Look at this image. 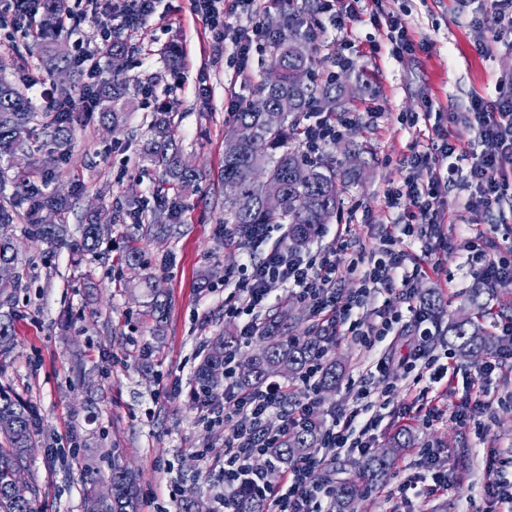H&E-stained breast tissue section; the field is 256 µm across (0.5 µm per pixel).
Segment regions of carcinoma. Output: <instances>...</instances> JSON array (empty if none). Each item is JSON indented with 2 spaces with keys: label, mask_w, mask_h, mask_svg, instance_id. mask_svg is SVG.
I'll list each match as a JSON object with an SVG mask.
<instances>
[{
  "label": "carcinoma",
  "mask_w": 512,
  "mask_h": 512,
  "mask_svg": "<svg viewBox=\"0 0 512 512\" xmlns=\"http://www.w3.org/2000/svg\"><path fill=\"white\" fill-rule=\"evenodd\" d=\"M42 18L37 36L46 40L43 45L48 70H71L72 60L54 47L56 33L62 29L58 18L64 14L65 0H42ZM308 35L299 31L296 23L288 24V33L274 43L271 67L279 70L277 84L269 85L261 78L252 88L251 98L244 101L239 111L233 113L232 122L237 126H248L253 130L249 142L224 151V180L237 183L238 192L224 199V223L236 224L244 229L251 224H286L289 248L293 251L304 248L336 215L340 207V189L337 184L336 161L319 158L306 159L302 153L287 146L288 140L300 138V117L307 112H336L343 94V82L335 77L325 85L311 82L300 83L295 73L301 68H310L312 56ZM127 79L120 71H111L98 78L93 88V103L102 124L114 128L124 123L130 102L125 100ZM260 101L263 108L277 109L288 101V111L283 118L291 119L287 125L269 127L262 108L255 107ZM44 130L49 137L50 153L65 159L71 148L73 115L52 112L45 108ZM34 120L31 101L13 84L0 81V162L10 161L18 153L31 150L24 137ZM150 138L145 146V157L150 164L162 171L163 179L155 189L159 205L167 208L166 223L151 224L147 231L165 234L172 224L181 223L182 210L177 198L169 195L171 186L187 191L197 185L200 174L183 166L177 147L173 144L171 117L160 110L153 113L150 123ZM305 166L310 170L306 182L293 178L294 168ZM52 180L49 169L34 160L13 177L15 193L12 201L0 203V265L14 266L15 246L5 230L13 223L16 208L23 207L30 222V233L36 240L53 248L66 247L81 255L98 248L102 235L112 216L106 220L96 217L81 227V237L68 239L64 224H50L46 215H63L70 208L67 198L47 191ZM277 191L283 199L282 209L271 211L264 206V195ZM484 313L467 316L448 324V344L460 358L470 360L486 353L495 344L481 319ZM288 316L276 311L269 315L261 339L260 351L238 363V384L244 388L263 385L276 373L296 377L307 365L324 351V345L333 343L330 336H322L316 330H308L300 336L289 335ZM15 344L14 319L11 311L0 313V354L13 349ZM237 337L222 335L209 345L208 351L194 372L196 388L211 394L218 393L219 386L212 383L211 370L224 365L225 360L236 355ZM343 375V366L334 361L324 363L320 389L334 387ZM36 426L34 415L28 405L0 390V434L6 444H0V512H36L35 499H16L12 494L14 484L28 482L29 460L27 450L32 445V432ZM319 441V424L311 420L282 441L277 448L266 449V463L270 471L288 468L293 459L310 452ZM388 452L373 455L348 471V476L337 482L335 512H351L352 499L358 497L356 485L364 473L372 477L384 473L392 464ZM112 500L95 505L93 496H88L89 512H137L136 475L118 461L112 462ZM221 507L228 512H267V502L239 490L222 500Z\"/></svg>",
  "instance_id": "carcinoma-1"
}]
</instances>
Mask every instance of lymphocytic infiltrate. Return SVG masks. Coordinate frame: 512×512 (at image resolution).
<instances>
[{
	"mask_svg": "<svg viewBox=\"0 0 512 512\" xmlns=\"http://www.w3.org/2000/svg\"><path fill=\"white\" fill-rule=\"evenodd\" d=\"M192 5L207 25L223 26L225 38L233 45L238 69L247 68L253 48L276 39L274 31L258 24L248 30L232 26L224 15V0H192ZM470 22L491 34L489 44L481 48L482 53L491 54L498 45L512 50V0H490L489 7L471 17ZM405 123L412 133L407 174L401 185L385 196L386 208L394 218L381 227V248L358 253L344 266L337 263L335 253L330 251L310 255L274 248L259 259L246 256L231 274L236 286L224 299V314L243 318L241 341L250 343L259 331L254 313L266 307L271 283L287 284L308 305L327 335L350 336L357 341L364 357L371 359L379 377L387 381L380 392L386 402L399 388L390 377L389 360L375 357L374 351L382 338L400 335L405 324H414L422 342L410 347L404 356L405 397L396 412L397 421L427 425L449 415L460 424L478 428L491 407L484 398V380L512 360V348L492 351L473 367L470 376L475 396L469 411H447L441 385L454 379L456 369L452 363L441 362L425 345L432 335V320L413 286L420 269L408 267L406 260L412 247L420 246L433 274H443L438 255L448 248L443 230L448 220L444 195L454 182H461L465 192L458 203L459 210L477 213L494 207H512V95L492 100L476 94L466 112L435 113L427 109L407 117ZM353 125L350 117L316 113L314 122L301 128L304 154L320 156ZM475 140L481 145L477 153L471 150ZM465 157L470 164L462 174L456 162ZM418 170L425 171V179L415 178ZM404 196L411 199L413 209L402 215L398 209ZM501 230L508 243L504 249L498 248L482 230L467 228L464 237L468 263L478 266L485 282L497 286L512 284V225H502ZM349 276L356 277L359 286L347 300H339L336 287ZM371 301L379 305L375 318L359 317L358 309ZM322 366V359H315L298 378V385L306 393L301 400H289V385L278 381L252 390L239 388L235 362L231 359L224 365L226 386L221 397L197 393L208 422L224 428L225 489L234 492L246 488L262 493L267 500V512H322V499L334 496L333 487L319 479L326 462L342 453L373 452L381 420L372 412V390L363 385L356 393L354 405L332 414L321 428L319 445L325 450L323 457H298L284 472L278 486L271 483L268 470L258 465L265 449L287 438L293 428L313 414ZM275 412L280 415V423L272 429L267 422ZM447 490L448 479L440 471L432 473L427 483L416 476L406 477L386 491L391 504L389 512H400L401 504L410 499L432 498Z\"/></svg>",
	"mask_w": 512,
	"mask_h": 512,
	"instance_id": "lymphocytic-infiltrate-1",
	"label": "lymphocytic infiltrate"
}]
</instances>
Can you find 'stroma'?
Segmentation results:
<instances>
[{
	"label": "stroma",
	"instance_id": "stroma-1",
	"mask_svg": "<svg viewBox=\"0 0 512 512\" xmlns=\"http://www.w3.org/2000/svg\"><path fill=\"white\" fill-rule=\"evenodd\" d=\"M66 3L78 19L59 38L70 57L116 38L132 48L123 65L132 98L126 122L114 129L96 115L81 117L67 159L54 166L51 186L72 205L70 234L113 202L152 205L161 173L144 159L143 147L157 110L171 112L181 159L201 180L182 196V222L172 234L149 235L122 215L99 248L79 259L33 239L24 214L16 215L7 230L21 281L13 297L16 345L0 355V385L37 417L30 480L38 512H87L90 490L105 489L116 461L138 475L140 512H178L180 499L191 495L214 506L224 495V430L204 422L192 376L211 341L240 326L224 316L225 277L246 254L260 258L288 246L277 227L259 246L224 239V144L233 127L227 106L231 98L250 97L271 51L252 52L247 70L237 73L232 44L196 16L192 0H156L153 17L134 32L116 22L127 0H102L97 14L88 0ZM381 8L403 14L422 50L393 57L375 27L354 21L335 34L332 47H317L312 62L315 77L333 71L348 81L351 95L342 110L362 116L324 155L348 169L341 220L350 225L353 249L366 251L379 245L387 190L405 175L400 157L410 136L400 116L423 111L428 99L438 109L467 111L472 94L495 95L499 81L512 78V51L481 55L489 34L460 22L456 0H383ZM33 71L57 92L61 79L45 72L40 40L0 29V77L39 110L41 90L25 82ZM462 245L458 226H449L448 249L440 255L450 277L447 292L427 276L415 283L419 295L439 296L446 316L475 313L471 298L482 285ZM132 250L141 253L142 265L127 264ZM154 282L167 302L160 321L149 307ZM329 355L342 359L346 372L335 389L319 393L314 414L321 422L352 406V384H384L367 377L368 363L352 338L341 339ZM484 388L493 404L486 436L451 419L405 427L410 445L385 480L425 473L419 450L427 446L451 485L446 496L404 503L405 512H465L470 504L476 512H494V500L483 493L485 456L491 448L512 455V404L506 402L512 363L494 371Z\"/></svg>",
	"mask_w": 512,
	"mask_h": 512
}]
</instances>
